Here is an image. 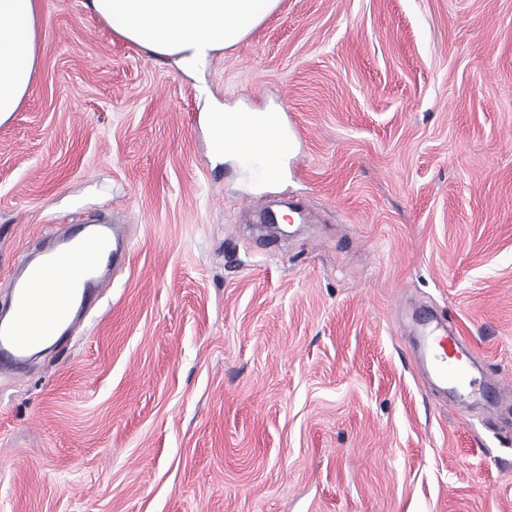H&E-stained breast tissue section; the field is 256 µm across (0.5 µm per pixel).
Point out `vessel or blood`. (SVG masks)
<instances>
[{
  "label": "vessel or blood",
  "mask_w": 512,
  "mask_h": 512,
  "mask_svg": "<svg viewBox=\"0 0 512 512\" xmlns=\"http://www.w3.org/2000/svg\"><path fill=\"white\" fill-rule=\"evenodd\" d=\"M248 118L245 112L206 113L211 143L222 142L225 131L238 130ZM128 246L123 226L88 224L60 239L40 258H22L10 294L11 314L0 321V370L22 372L33 350L66 336L78 313L95 304L102 267L124 260ZM418 342L419 365L451 393L473 396L491 387L503 388L501 378L471 372L461 336L427 322L418 329Z\"/></svg>",
  "instance_id": "obj_1"
}]
</instances>
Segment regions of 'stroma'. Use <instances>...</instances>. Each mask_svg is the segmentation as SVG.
<instances>
[{"mask_svg":"<svg viewBox=\"0 0 512 512\" xmlns=\"http://www.w3.org/2000/svg\"><path fill=\"white\" fill-rule=\"evenodd\" d=\"M40 0L0 124V304L33 244L130 253L83 325L0 371V512H512V422L438 395L416 309L512 380V0H280L197 74ZM287 113L279 175L204 99ZM313 220L266 236L255 212Z\"/></svg>","mask_w":512,"mask_h":512,"instance_id":"obj_1","label":"stroma"}]
</instances>
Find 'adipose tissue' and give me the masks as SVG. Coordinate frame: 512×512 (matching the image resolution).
Masks as SVG:
<instances>
[{"label": "adipose tissue", "instance_id": "adipose-tissue-1", "mask_svg": "<svg viewBox=\"0 0 512 512\" xmlns=\"http://www.w3.org/2000/svg\"><path fill=\"white\" fill-rule=\"evenodd\" d=\"M279 0H86L85 7L126 41L185 72L246 38L276 10ZM38 0H0V122L29 94L38 64ZM225 154L264 173L281 155L256 132L243 129Z\"/></svg>", "mask_w": 512, "mask_h": 512}]
</instances>
